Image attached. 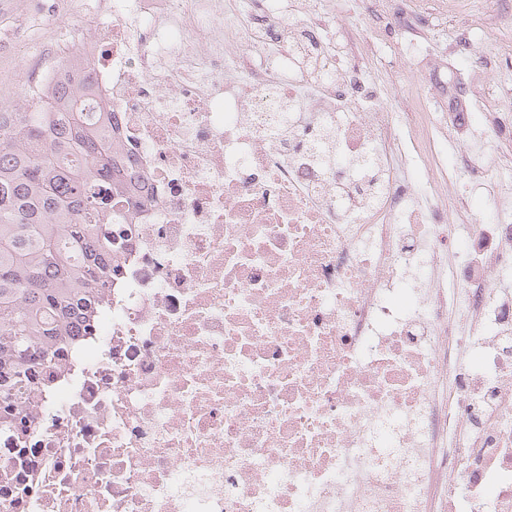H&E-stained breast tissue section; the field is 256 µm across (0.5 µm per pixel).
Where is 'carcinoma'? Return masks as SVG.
<instances>
[{"instance_id":"carcinoma-1","label":"carcinoma","mask_w":512,"mask_h":512,"mask_svg":"<svg viewBox=\"0 0 512 512\" xmlns=\"http://www.w3.org/2000/svg\"><path fill=\"white\" fill-rule=\"evenodd\" d=\"M112 113L84 111L73 93L46 112H0V382L28 379L94 319L112 283V207L147 202L109 128ZM25 409H0V434Z\"/></svg>"}]
</instances>
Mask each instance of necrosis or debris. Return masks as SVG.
Returning <instances> with one entry per match:
<instances>
[{"label": "necrosis or debris", "mask_w": 512, "mask_h": 512, "mask_svg": "<svg viewBox=\"0 0 512 512\" xmlns=\"http://www.w3.org/2000/svg\"><path fill=\"white\" fill-rule=\"evenodd\" d=\"M366 2L107 0L26 74L114 114L153 203L112 216L92 331L31 365L0 512H512V182L441 155L426 99L434 191L401 176L368 59L428 23ZM479 25L512 49V0ZM467 91L512 172V100Z\"/></svg>", "instance_id": "necrosis-or-debris-1"}]
</instances>
